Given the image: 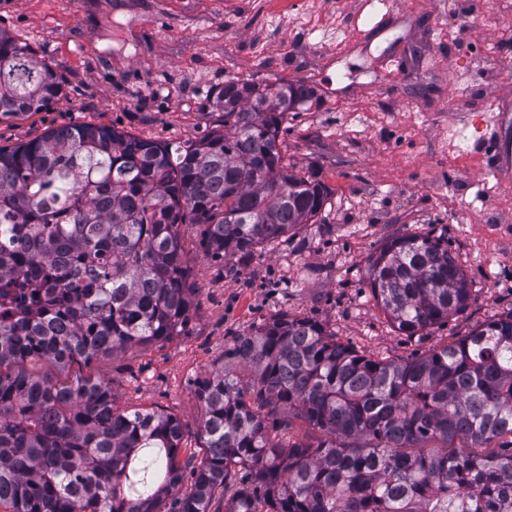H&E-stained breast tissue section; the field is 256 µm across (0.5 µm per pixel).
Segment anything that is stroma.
Wrapping results in <instances>:
<instances>
[{
    "label": "stroma",
    "instance_id": "obj_1",
    "mask_svg": "<svg viewBox=\"0 0 512 512\" xmlns=\"http://www.w3.org/2000/svg\"><path fill=\"white\" fill-rule=\"evenodd\" d=\"M0 29L63 81L53 104L0 120V146L72 124L157 142L222 129L214 92L230 79L313 89L288 113L286 164L330 195L314 223L254 254L215 258L184 224L192 307L182 335L59 367L20 370L102 382L119 410L156 409L183 427L179 461L200 459L199 381L250 371L236 341L282 314L317 321L377 359H408L512 312V0H0ZM448 241L465 307L419 336L397 331L367 259L412 232Z\"/></svg>",
    "mask_w": 512,
    "mask_h": 512
}]
</instances>
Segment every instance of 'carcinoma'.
<instances>
[{"label":"carcinoma","instance_id":"obj_1","mask_svg":"<svg viewBox=\"0 0 512 512\" xmlns=\"http://www.w3.org/2000/svg\"><path fill=\"white\" fill-rule=\"evenodd\" d=\"M61 92L30 45L0 32L1 119L44 110ZM310 94L227 80L216 95L224 129L196 142L84 123L0 147V289H13L0 311V505L209 512L215 492L239 482L224 512H512V312L403 360L360 353L310 319L283 314L253 328L235 348L252 384L222 368L198 383L203 455L187 490L174 416L120 411L92 379L3 371L27 359L64 368L180 335L191 308L182 224L206 225L220 257L313 223L329 189L280 149L285 117ZM366 271L408 336L469 297L448 242L430 232L392 239ZM283 410L321 437L277 439L265 416Z\"/></svg>","mask_w":512,"mask_h":512}]
</instances>
